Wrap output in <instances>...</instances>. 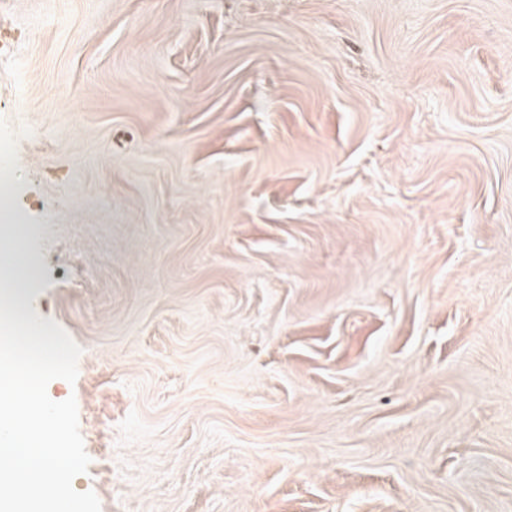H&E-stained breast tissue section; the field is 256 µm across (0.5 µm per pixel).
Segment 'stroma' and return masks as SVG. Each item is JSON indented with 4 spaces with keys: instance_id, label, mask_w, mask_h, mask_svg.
Here are the masks:
<instances>
[{
    "instance_id": "1",
    "label": "stroma",
    "mask_w": 512,
    "mask_h": 512,
    "mask_svg": "<svg viewBox=\"0 0 512 512\" xmlns=\"http://www.w3.org/2000/svg\"><path fill=\"white\" fill-rule=\"evenodd\" d=\"M19 306L101 512H512V0H0Z\"/></svg>"
}]
</instances>
